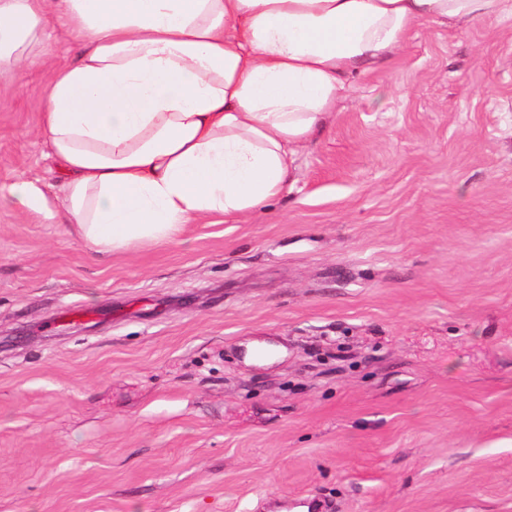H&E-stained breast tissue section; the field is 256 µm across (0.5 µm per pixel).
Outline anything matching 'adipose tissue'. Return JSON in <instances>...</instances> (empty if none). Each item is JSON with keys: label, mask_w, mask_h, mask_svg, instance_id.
Returning <instances> with one entry per match:
<instances>
[{"label": "adipose tissue", "mask_w": 512, "mask_h": 512, "mask_svg": "<svg viewBox=\"0 0 512 512\" xmlns=\"http://www.w3.org/2000/svg\"><path fill=\"white\" fill-rule=\"evenodd\" d=\"M504 15L512 0H0V77L43 54L50 17L79 45L41 93L58 192L0 190L98 254L238 220L287 190L351 79L416 24Z\"/></svg>", "instance_id": "ef3b65f1"}]
</instances>
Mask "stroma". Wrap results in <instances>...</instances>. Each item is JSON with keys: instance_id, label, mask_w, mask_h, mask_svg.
Returning <instances> with one entry per match:
<instances>
[{"instance_id": "35a3bbf8", "label": "stroma", "mask_w": 512, "mask_h": 512, "mask_svg": "<svg viewBox=\"0 0 512 512\" xmlns=\"http://www.w3.org/2000/svg\"><path fill=\"white\" fill-rule=\"evenodd\" d=\"M0 187L60 176L57 22ZM512 512V16L416 25L265 213L90 251L0 195V512Z\"/></svg>"}]
</instances>
